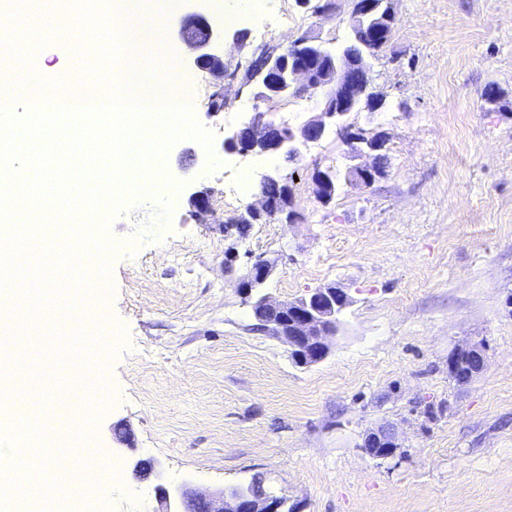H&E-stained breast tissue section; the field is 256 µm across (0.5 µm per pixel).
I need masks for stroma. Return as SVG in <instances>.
<instances>
[{"label": "stroma", "instance_id": "1", "mask_svg": "<svg viewBox=\"0 0 512 512\" xmlns=\"http://www.w3.org/2000/svg\"><path fill=\"white\" fill-rule=\"evenodd\" d=\"M71 0H0V73L14 65L6 43L54 65L57 79L81 81V45L65 41ZM389 44L371 60L381 112L350 114L366 136L382 137L387 163L368 187L343 185L330 204L312 193L315 169L346 168L336 136L301 147L295 158L230 155L225 136L254 110L245 71L262 48H286L309 30L343 46L351 0L323 16L301 0H281L293 29L257 43L238 0H179L165 16L161 42L143 55L167 59L171 82L197 103L211 149L183 138L169 149L165 182L137 197L108 224L118 248L107 287L83 293L103 307L106 343L92 327L72 346L70 323L48 311L36 326L15 294L0 298L11 317L10 354L23 377L13 383L16 414L35 430L36 447L18 451L0 478V498L27 490L30 466L60 448L96 449L101 482L67 512H158V490L189 486L203 494L265 479L296 512H512V0H392ZM222 28L215 46L228 61L223 110L198 89L202 74L179 38L192 14ZM59 15L44 29L40 19ZM247 31L234 46L236 31ZM47 44L35 48L39 36ZM494 97H486L487 88ZM294 176L301 219L254 225L244 249L276 260L265 286L289 302L322 285L345 288L331 351L302 368L287 348L258 330L250 303L224 275L225 218L257 195L229 199L224 173L262 183L272 170ZM212 189L199 222L189 195ZM483 342L486 365L471 383L448 376L450 351ZM56 362L43 367L45 358ZM103 384L86 428L55 418L87 376ZM129 434L115 447V426ZM389 426L400 446L375 459L361 442ZM149 469L133 474L135 461Z\"/></svg>", "mask_w": 512, "mask_h": 512}]
</instances>
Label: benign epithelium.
Segmentation results:
<instances>
[{"mask_svg":"<svg viewBox=\"0 0 512 512\" xmlns=\"http://www.w3.org/2000/svg\"><path fill=\"white\" fill-rule=\"evenodd\" d=\"M378 0H352L349 18L351 40L337 52H332L318 37L304 33L294 40L288 55L271 51L253 78L258 87L257 99L265 108L255 106L250 120L224 139V151L239 155L268 154L295 157L299 146L323 140L329 131L345 140L351 158H370V161L354 165L345 173L350 184L369 186L383 172L385 157L384 141L366 137L364 133L347 123L353 112L374 113L385 105L383 97L372 91L371 65L366 46L384 33L385 25L394 21L391 3H386L379 27L371 26V16L378 9ZM217 29L202 14L193 15L189 24L181 30L182 41L195 51L192 64L213 73L225 74L224 57L210 50ZM321 94V110L298 126L277 124L268 118L272 108L290 96L305 91ZM311 182L317 199L327 200V173L316 169ZM211 191L203 188L193 192L188 203L193 214L203 220L210 212ZM276 218L283 224H292L293 192L277 200L261 197L257 205L249 204L235 216L224 222V239L230 241L224 251V270L235 271L240 258V243L236 229L242 224H255L263 219ZM277 263L258 256L250 261L245 271L235 279L237 290L257 299V313L263 328L288 347L295 364L306 367L323 361L330 353L329 338L336 335L340 311L351 303V297L342 288L323 285L286 304L277 303L264 292V285L272 276ZM485 365L484 346L479 341H469L456 346L448 354V373L459 375L467 384L477 377ZM362 448L371 457L385 459L396 448L395 437L388 428L367 432ZM160 498L174 509L165 512H295L285 509V501L266 493L259 486L231 488L217 496H207L184 486L176 497L162 490Z\"/></svg>","mask_w":512,"mask_h":512,"instance_id":"obj_1","label":"benign epithelium"}]
</instances>
